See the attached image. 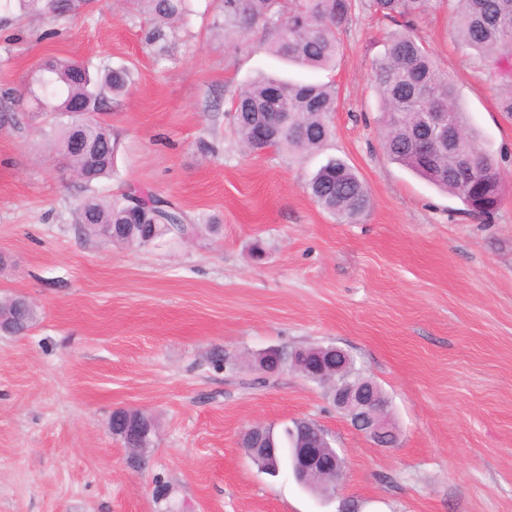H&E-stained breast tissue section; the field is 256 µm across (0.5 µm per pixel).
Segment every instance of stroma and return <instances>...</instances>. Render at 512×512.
Returning <instances> with one entry per match:
<instances>
[{"mask_svg":"<svg viewBox=\"0 0 512 512\" xmlns=\"http://www.w3.org/2000/svg\"><path fill=\"white\" fill-rule=\"evenodd\" d=\"M194 8L163 57L126 0L0 18V298L38 307L26 335L0 334V512H512V116L496 107L512 58L465 50L439 2L415 23L500 167L501 204L485 221L382 149L372 64L388 21L357 7L335 69L316 73L337 91L324 146L252 154L233 128L241 87L301 71L269 53L261 29L220 32L210 0ZM51 57L131 70L98 116L123 146L112 179L85 187L44 119L6 98ZM332 157L370 193L358 222L307 192ZM131 187L200 232L142 248L85 237L78 203ZM319 344L385 392L396 447H375L325 387L257 362ZM119 408L154 419L142 454L112 436ZM300 419L346 460L333 490L262 473L240 444L252 425ZM159 480L171 490L161 502Z\"/></svg>","mask_w":512,"mask_h":512,"instance_id":"35a3bbf8","label":"stroma"}]
</instances>
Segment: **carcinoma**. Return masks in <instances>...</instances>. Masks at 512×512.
Instances as JSON below:
<instances>
[{"label": "carcinoma", "instance_id": "cac0c4a2", "mask_svg": "<svg viewBox=\"0 0 512 512\" xmlns=\"http://www.w3.org/2000/svg\"><path fill=\"white\" fill-rule=\"evenodd\" d=\"M82 0H0V10L17 8L36 14L66 16ZM430 0H364L369 10L388 19L396 29L386 37L385 52L374 64V83L380 104L383 145L392 160L416 173L438 189L462 202L468 214L489 216L497 210L503 178L496 160L478 144V134L467 120L458 93L440 70L425 43L413 34L414 20L426 13ZM134 10L152 20L145 42L162 55L178 26L194 14L192 0H129ZM455 14V29L461 44L486 57L512 55V0H448ZM356 0H217L213 26L240 30L260 24L270 38L268 50L302 67L327 69L341 50L340 35L351 21ZM84 70L87 79L76 80ZM131 74L125 67L106 66L92 70L82 62L47 60L41 82L28 83L17 95L27 111L51 117L43 128L47 139L68 159L73 174L90 186L112 176L120 150L119 139L96 118L84 120L83 139L98 147L99 158L90 168L72 147L73 127L63 116L64 104L84 98L97 114L106 105V95L121 96L129 90ZM336 87L332 83L291 82L258 78L239 92L232 109L235 133L250 151H263L257 143L259 117L278 120L274 146L311 152L333 134L331 117L336 111ZM448 113V121L463 139L453 155L434 154L424 166L418 151L420 128L431 110ZM311 198L328 213L347 222L357 221L370 207L364 182L346 163L332 159L310 179ZM76 222L86 235L114 244L147 247L165 237L184 238L198 226L187 222L172 203L136 189L101 199L85 197L76 210ZM37 308L23 309L16 297L0 300V318L14 326V334L28 332L37 320ZM300 430L284 427L280 434L268 430L263 441L279 448L282 461L294 454Z\"/></svg>", "mask_w": 512, "mask_h": 512}]
</instances>
